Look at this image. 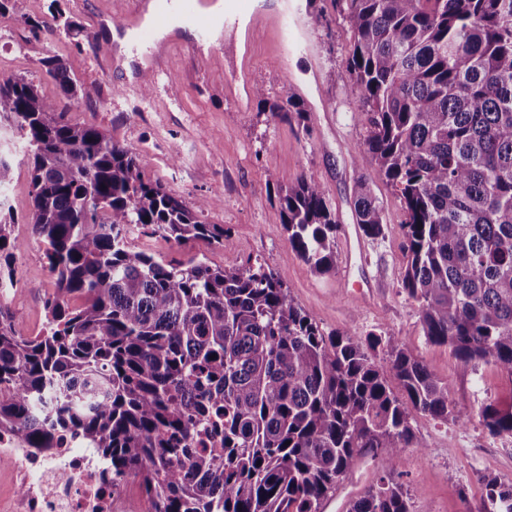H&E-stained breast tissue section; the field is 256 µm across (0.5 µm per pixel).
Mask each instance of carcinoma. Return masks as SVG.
Listing matches in <instances>:
<instances>
[{"label": "carcinoma", "instance_id": "cac0c4a2", "mask_svg": "<svg viewBox=\"0 0 512 512\" xmlns=\"http://www.w3.org/2000/svg\"><path fill=\"white\" fill-rule=\"evenodd\" d=\"M21 2L0 0V17L36 36L71 26L60 0L37 18ZM343 2L350 95L368 125L358 151L408 214L402 288L423 335L512 376V0ZM43 65L64 96L97 94L59 59ZM254 95L282 122L303 118L295 94ZM0 108L25 143L28 223L55 275L42 332L0 320V436L42 454L77 437L106 459L112 487L138 480L149 512H323L378 449L382 475L346 512H411L395 474L417 447L415 415L467 419L447 383L390 336L325 335L259 262L173 264L130 245L134 229L218 242L224 225L144 180L131 149L66 122L33 83L1 80ZM278 204L292 248L331 272L339 222L321 187L301 179ZM354 214L364 235L381 234L362 178ZM11 233L0 218V288L14 281ZM480 415L512 436V402ZM485 490L482 512H512V484L491 477Z\"/></svg>", "mask_w": 512, "mask_h": 512}]
</instances>
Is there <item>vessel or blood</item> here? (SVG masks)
Returning <instances> with one entry per match:
<instances>
[{
	"label": "vessel or blood",
	"instance_id": "b4317fda",
	"mask_svg": "<svg viewBox=\"0 0 512 512\" xmlns=\"http://www.w3.org/2000/svg\"><path fill=\"white\" fill-rule=\"evenodd\" d=\"M154 8L152 15L138 14L127 25L136 41L144 46L150 59H157L163 47L157 38L159 28L168 20L167 7L177 4L181 18L196 33L195 59L203 67L223 70L232 83L248 85V67L228 62L214 55L205 44L213 31H220L225 44L233 51H245V38L259 24L271 26L289 52L308 53L313 45L308 35V12L301 0H290L286 10L269 13L255 0H144Z\"/></svg>",
	"mask_w": 512,
	"mask_h": 512
}]
</instances>
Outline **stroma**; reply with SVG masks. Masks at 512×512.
Masks as SVG:
<instances>
[{
	"mask_svg": "<svg viewBox=\"0 0 512 512\" xmlns=\"http://www.w3.org/2000/svg\"><path fill=\"white\" fill-rule=\"evenodd\" d=\"M309 14L322 17L310 28L313 56L283 50L277 37L256 29L249 42L250 77L269 100H285L292 84L308 83L304 121L282 122L262 110L256 97L245 102L227 89L224 77L199 68L192 56L195 36L176 27L163 34L162 66L151 78L149 95L129 90L145 62L138 44L124 47L110 28H99L108 10L137 12L138 0H60L75 27L36 38L22 21L0 18V80L32 81L41 95L57 102L66 121L92 124L129 147L145 179L198 209L201 219L224 227V242L198 240L185 245L160 236L134 238L135 246L186 263L203 260L232 268L257 261L285 275L295 301L322 332L391 336L450 388L455 410L469 413L467 424L416 415L418 447L408 449L398 469L411 495L412 512H481L484 477L512 481V438L492 436L479 416L491 403L512 400V376L491 363L471 364L445 346L429 343L418 306L401 288L407 259L403 226L407 213L397 193L374 178L370 159H357L367 136L358 104L349 94L345 62L352 34L333 0H305ZM96 39L86 43V32ZM60 58L77 83L97 86L85 101L63 96L42 64ZM0 151L15 157L4 192L13 216L12 235L21 247L13 257L17 288L0 298V314L12 317L17 334L33 336L46 325L44 301L55 288L45 246L27 222L30 178L22 163L23 141L9 113L0 112ZM366 178L381 205L382 236L366 239L367 264L348 252L345 231L354 227L353 190ZM317 183L335 212L336 267L327 275L311 270L292 249L281 227L277 191L299 179ZM215 201L212 209L201 208ZM381 473L374 454H366L336 490L326 512H344L349 498L364 492Z\"/></svg>",
	"mask_w": 512,
	"mask_h": 512,
	"instance_id": "stroma-1",
	"label": "stroma"
}]
</instances>
